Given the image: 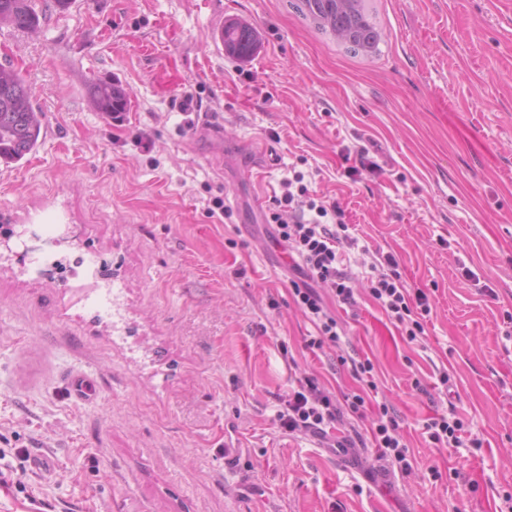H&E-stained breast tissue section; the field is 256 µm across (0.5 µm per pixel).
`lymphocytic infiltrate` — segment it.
Returning <instances> with one entry per match:
<instances>
[{"label": "lymphocytic infiltrate", "instance_id": "1", "mask_svg": "<svg viewBox=\"0 0 512 512\" xmlns=\"http://www.w3.org/2000/svg\"><path fill=\"white\" fill-rule=\"evenodd\" d=\"M281 186L283 191L274 197L267 221L273 242L300 259L292 267L290 294L317 330L315 336L305 339V349L315 352L341 344L343 331L324 304L321 293L325 290L339 305L350 309L356 306L360 290H367L387 317L400 327L408 342L423 338L432 312L429 296L424 289L407 287L396 257L380 256L369 264L366 272H352L344 263L343 251L354 248L357 239L344 220L339 202L319 197L306 183L304 174L297 171L283 176ZM340 362L354 379L366 384V391L339 398L324 388L317 377L299 378L276 413L280 427L286 433L310 437L329 448H376L378 459L399 466L402 472H410L409 447L396 416L386 403L370 402L371 392L377 389L373 363L349 355L341 357ZM349 415L370 418L367 432L354 429L336 435V427L344 424ZM422 430L440 448L477 450L483 446L482 438L453 406L428 418Z\"/></svg>", "mask_w": 512, "mask_h": 512}]
</instances>
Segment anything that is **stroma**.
<instances>
[{
	"mask_svg": "<svg viewBox=\"0 0 512 512\" xmlns=\"http://www.w3.org/2000/svg\"><path fill=\"white\" fill-rule=\"evenodd\" d=\"M366 5L382 34L368 56L291 0H33L37 27L0 26V65L42 126L0 163V227L30 230L0 261V470L24 472L0 482V512H512V0ZM230 23L253 29L250 59L225 53ZM167 57L183 79L164 90ZM97 79L123 88L121 121L93 108ZM347 146L369 165L349 173ZM291 167L427 289L424 343L365 297L340 348L304 349L315 328L264 230ZM216 197L230 218L209 216ZM341 354L373 362L410 474L382 462L368 480L280 429L296 378L361 390ZM437 364L481 451L423 436L446 406L412 382Z\"/></svg>",
	"mask_w": 512,
	"mask_h": 512,
	"instance_id": "obj_1",
	"label": "stroma"
}]
</instances>
